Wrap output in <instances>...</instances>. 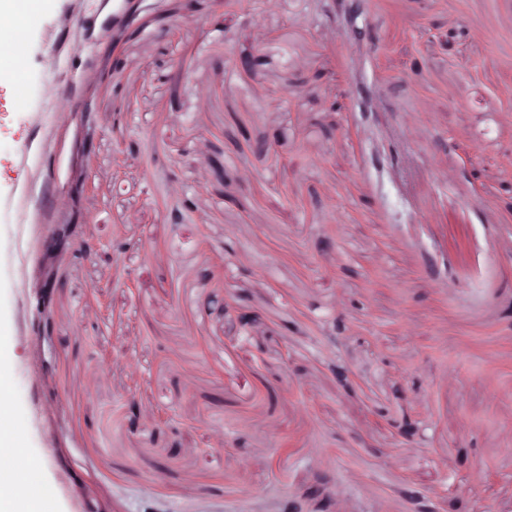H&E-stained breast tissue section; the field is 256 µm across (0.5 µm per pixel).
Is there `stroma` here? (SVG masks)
<instances>
[{
  "label": "stroma",
  "instance_id": "stroma-1",
  "mask_svg": "<svg viewBox=\"0 0 512 512\" xmlns=\"http://www.w3.org/2000/svg\"><path fill=\"white\" fill-rule=\"evenodd\" d=\"M20 36L0 376L50 512H512V0H41Z\"/></svg>",
  "mask_w": 512,
  "mask_h": 512
}]
</instances>
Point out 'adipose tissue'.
I'll list each match as a JSON object with an SVG mask.
<instances>
[{"label": "adipose tissue", "instance_id": "adipose-tissue-1", "mask_svg": "<svg viewBox=\"0 0 512 512\" xmlns=\"http://www.w3.org/2000/svg\"><path fill=\"white\" fill-rule=\"evenodd\" d=\"M11 411V392L0 381V512H16L15 499L25 489L30 492L28 512H43L50 491L39 485L37 466L9 425Z\"/></svg>", "mask_w": 512, "mask_h": 512}]
</instances>
